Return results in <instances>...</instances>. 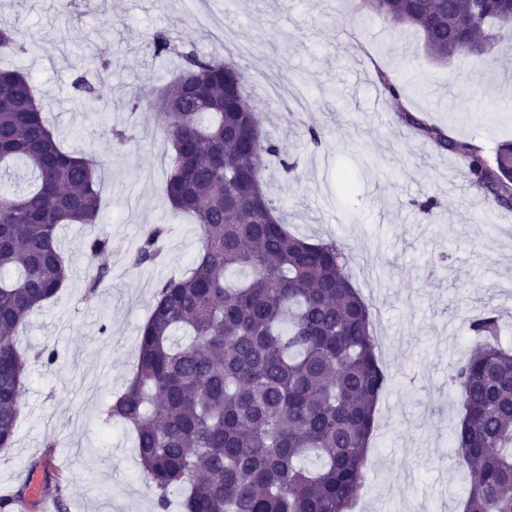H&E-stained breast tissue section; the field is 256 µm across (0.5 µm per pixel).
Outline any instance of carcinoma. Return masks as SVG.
<instances>
[{
    "mask_svg": "<svg viewBox=\"0 0 512 512\" xmlns=\"http://www.w3.org/2000/svg\"><path fill=\"white\" fill-rule=\"evenodd\" d=\"M394 25L416 29L437 62L490 53L512 23V0H364ZM25 50L0 28V52ZM157 55L185 63L164 95L173 148L165 192L193 216L199 248L185 274L155 289L138 332V359L106 419L131 428L156 512H351L363 486L374 411L389 378L368 305L353 287L350 256L334 241L288 232L263 172L292 166L260 128L243 75L228 56L184 53L165 33ZM236 76L224 85L226 73ZM385 94L401 81L379 72ZM401 120L436 149L461 156L472 183L512 209V142L494 154L460 142L408 112ZM23 166L30 183L0 196V448L14 443L28 364L16 334L67 277L58 229L93 224L99 164L57 143L26 75L0 68V172ZM167 229L148 231L132 258L155 264ZM111 248L100 234L95 257ZM244 271L242 279L229 273ZM476 346L448 376L464 415L454 431L467 467L463 512H512V349L488 310L470 322ZM313 455L315 470L300 465Z\"/></svg>",
    "mask_w": 512,
    "mask_h": 512,
    "instance_id": "carcinoma-1",
    "label": "carcinoma"
}]
</instances>
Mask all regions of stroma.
<instances>
[{
	"label": "stroma",
	"instance_id": "obj_1",
	"mask_svg": "<svg viewBox=\"0 0 512 512\" xmlns=\"http://www.w3.org/2000/svg\"><path fill=\"white\" fill-rule=\"evenodd\" d=\"M0 26L28 43L0 66L27 73L57 139L103 171L97 223L60 228L68 279L18 336L20 350L53 347L59 359L29 369L14 445L0 449V495L33 473L58 491L55 512H155L131 435L105 410L131 376L156 285L187 269L199 247L195 224L165 193L172 146L161 113L127 106L134 93L167 89L180 71L177 59L153 53L152 37L164 30L200 54L234 58L264 130L294 164L265 173L289 231L352 255L351 280L390 376L375 409L363 512H462L468 481L451 440L463 409L448 374L464 358L458 337L480 311L498 310L512 336V305L500 302L512 285V210L493 207L455 155L410 133L398 114L492 154L512 140V40L441 65L418 33L360 0H201L190 9L182 0H105L74 15L60 0H0ZM381 70L401 76V100L383 94ZM79 78L102 98L77 100ZM117 130L131 141L118 143ZM345 170L349 194L338 185ZM430 198L427 214L420 204ZM156 225L167 229L164 260L132 267ZM102 232L111 251L89 257L86 242ZM102 268L104 288L87 295Z\"/></svg>",
	"mask_w": 512,
	"mask_h": 512
}]
</instances>
